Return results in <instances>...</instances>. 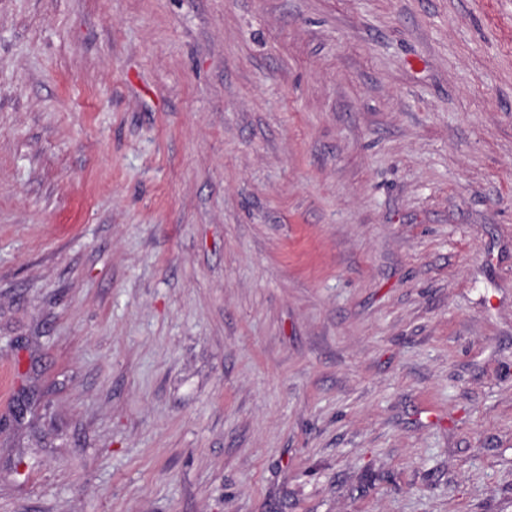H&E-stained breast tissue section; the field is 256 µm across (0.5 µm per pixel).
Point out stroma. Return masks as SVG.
Masks as SVG:
<instances>
[{
	"mask_svg": "<svg viewBox=\"0 0 512 512\" xmlns=\"http://www.w3.org/2000/svg\"><path fill=\"white\" fill-rule=\"evenodd\" d=\"M0 512H512V0H0Z\"/></svg>",
	"mask_w": 512,
	"mask_h": 512,
	"instance_id": "stroma-1",
	"label": "stroma"
}]
</instances>
